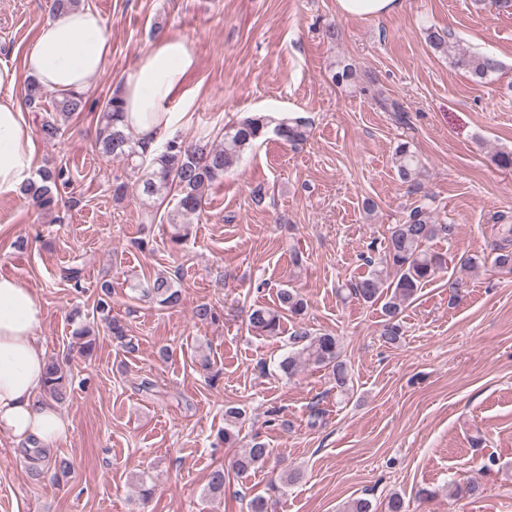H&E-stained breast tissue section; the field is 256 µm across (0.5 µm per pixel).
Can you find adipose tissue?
<instances>
[{
  "label": "adipose tissue",
  "instance_id": "adipose-tissue-1",
  "mask_svg": "<svg viewBox=\"0 0 512 512\" xmlns=\"http://www.w3.org/2000/svg\"><path fill=\"white\" fill-rule=\"evenodd\" d=\"M109 43L102 17L90 8L57 10L43 21L23 70L0 67V192L30 180L35 147L21 99L14 90L22 76L57 93L85 92L105 65ZM194 60L186 44L168 37L137 62L121 88L125 123L142 137L162 141L176 118L167 101L183 96ZM42 302L25 282L0 276V436L22 448L51 456L65 441L69 420L45 395L47 359L39 346Z\"/></svg>",
  "mask_w": 512,
  "mask_h": 512
}]
</instances>
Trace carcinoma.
<instances>
[{"label": "carcinoma", "mask_w": 512, "mask_h": 512, "mask_svg": "<svg viewBox=\"0 0 512 512\" xmlns=\"http://www.w3.org/2000/svg\"><path fill=\"white\" fill-rule=\"evenodd\" d=\"M431 48L448 55L450 64L467 73L476 83H483L500 69V61L491 54H471L459 48L452 34L437 28L426 30ZM42 88L33 78L28 79L26 104L37 112L44 110ZM82 94L60 95L53 103V111L42 118L39 132L46 139L57 137L61 124L85 108ZM310 120L305 117L285 116L273 121L266 115H251L224 126L220 140L204 135L192 141L177 136L152 148L150 141L136 137L124 124L123 100L116 94L109 98L98 117L95 151L127 163L136 185L141 189V204L150 219H155L154 208L167 198L176 200L168 211V223L174 228L172 241L178 243L189 235L190 224L199 219L206 190L224 178L251 149L256 141L266 136L268 130L285 143L299 144L307 139ZM396 170L399 180L416 192L422 187L425 167L412 150L409 142H400L395 148ZM65 170L45 168L39 178L24 184L20 191L34 207L48 211L59 204L53 188L67 184ZM458 234V225L437 221L429 203L414 206L404 222L391 227L385 246L378 257L365 258L370 270L366 275L349 284L348 291L366 304L382 303L385 319L379 336L388 344H396L404 335L399 315L412 303L424 284L441 272L446 260L427 249L432 240L452 241ZM140 297L157 301L165 306H175L181 299V290L165 274H157L138 286ZM278 305L274 308L254 306L247 317L248 328L259 336L280 333L282 312L301 317L306 309L302 297L292 288H281L277 293ZM112 285L101 284L97 309L103 321L118 341L126 339L125 326L109 316ZM291 352L280 362L283 373L291 377L307 366L331 370L336 387L344 389L350 381L346 364L339 360L336 337L314 333L306 326L296 329L289 338ZM68 359L51 360L46 366V394L56 402L66 399L70 385ZM239 408L228 406L224 410V432L221 439L229 444L235 440V428L241 419ZM266 445L255 442L233 461V471L245 475L262 467L270 458ZM225 470L214 469L209 476L208 492L215 496L224 494Z\"/></svg>", "instance_id": "carcinoma-1"}]
</instances>
